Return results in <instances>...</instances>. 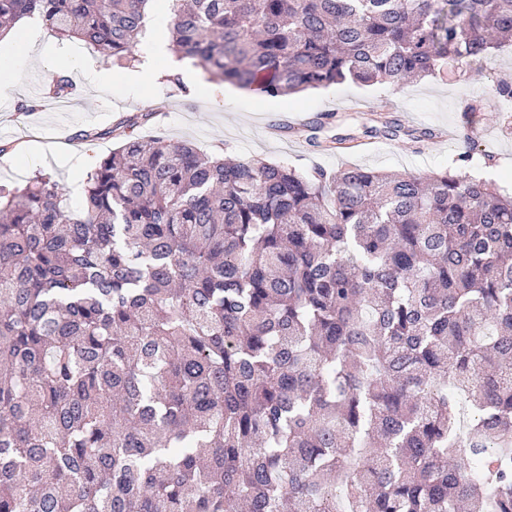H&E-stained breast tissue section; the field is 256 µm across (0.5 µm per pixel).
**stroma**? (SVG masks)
<instances>
[{
	"mask_svg": "<svg viewBox=\"0 0 512 512\" xmlns=\"http://www.w3.org/2000/svg\"><path fill=\"white\" fill-rule=\"evenodd\" d=\"M41 39L40 29L20 23L11 38L0 41V82L11 87L0 108V144L16 142L22 148L18 154L0 155L2 186L25 185L41 172L60 183L69 202L79 201L87 172L121 141L85 142L75 139V132L94 125L108 127L119 117L152 109L157 117L140 128L141 137L161 132L169 141H190L209 155L274 161L301 170L332 172L355 165L425 176L453 167L459 153L467 150L471 160L464 169L466 175L512 192V103L503 107L485 96L492 80L512 79V45L472 62L466 80L427 77L415 83L369 87L344 83L268 97L231 92L229 84L211 81L204 73L197 81L179 86L163 79L136 83L133 64L114 63L72 39L69 48L112 68L111 86L100 88L81 80L74 110L48 105L23 114L16 108L18 101L39 97L47 78L44 68L27 58L28 50H39ZM384 105L409 126V134L393 140L374 137L375 111ZM330 111L336 117L324 133L346 137L343 147L322 150L291 133L279 140L265 134L267 124L283 113L312 120ZM427 128H444L452 136L441 144L413 139V132Z\"/></svg>",
	"mask_w": 512,
	"mask_h": 512,
	"instance_id": "35a3bbf8",
	"label": "stroma"
}]
</instances>
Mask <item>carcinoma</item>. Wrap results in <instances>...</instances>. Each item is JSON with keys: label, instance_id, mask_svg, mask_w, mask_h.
<instances>
[{"label": "carcinoma", "instance_id": "obj_1", "mask_svg": "<svg viewBox=\"0 0 512 512\" xmlns=\"http://www.w3.org/2000/svg\"><path fill=\"white\" fill-rule=\"evenodd\" d=\"M152 0H0L129 57ZM270 97L457 80L512 0H172ZM77 86L51 77L41 99ZM149 111L85 196L0 188V512H512V193L219 159Z\"/></svg>", "mask_w": 512, "mask_h": 512}]
</instances>
